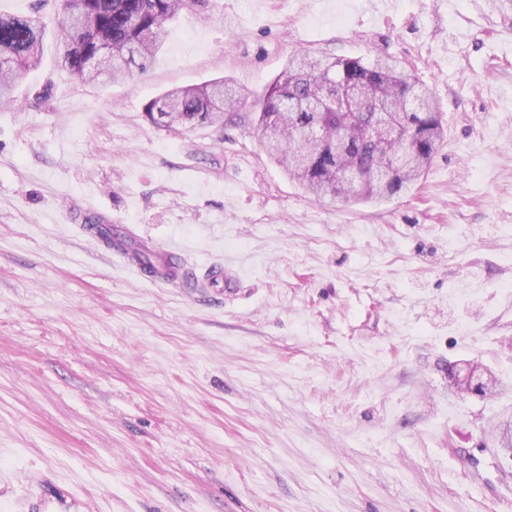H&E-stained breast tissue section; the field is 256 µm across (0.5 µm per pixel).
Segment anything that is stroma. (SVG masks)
Returning <instances> with one entry per match:
<instances>
[{"instance_id": "35a3bbf8", "label": "stroma", "mask_w": 512, "mask_h": 512, "mask_svg": "<svg viewBox=\"0 0 512 512\" xmlns=\"http://www.w3.org/2000/svg\"><path fill=\"white\" fill-rule=\"evenodd\" d=\"M397 58L446 130L410 190L311 199L234 124H152L289 58ZM220 288L142 279L89 212ZM476 361L490 396L452 374ZM512 14L492 0H219L145 72L80 83L45 43L0 106V512H512ZM245 101V94L237 90L230 79L222 77L168 90L147 104L146 113L158 127L183 133L196 125L224 126L226 112ZM241 279V273L238 268L230 263L222 267H213L210 271V282L220 284L222 283L224 292L232 294L236 284Z\"/></svg>"}]
</instances>
